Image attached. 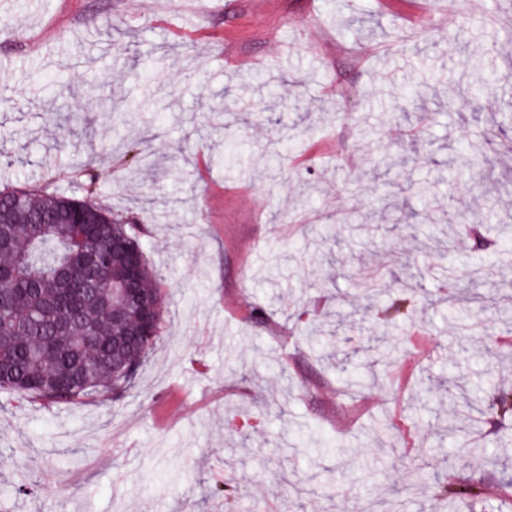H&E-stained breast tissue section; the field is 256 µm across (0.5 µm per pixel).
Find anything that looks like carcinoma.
<instances>
[{
  "instance_id": "obj_1",
  "label": "carcinoma",
  "mask_w": 512,
  "mask_h": 512,
  "mask_svg": "<svg viewBox=\"0 0 512 512\" xmlns=\"http://www.w3.org/2000/svg\"><path fill=\"white\" fill-rule=\"evenodd\" d=\"M505 79L481 74L473 98ZM84 172L81 197L0 190V389L51 407L135 387L163 317L143 247L129 223L92 203L99 174ZM490 407L512 417V392ZM459 497L480 507L486 494L446 479L433 485L430 509Z\"/></svg>"
}]
</instances>
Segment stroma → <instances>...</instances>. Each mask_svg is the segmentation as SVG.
<instances>
[{"label":"stroma","instance_id":"1","mask_svg":"<svg viewBox=\"0 0 512 512\" xmlns=\"http://www.w3.org/2000/svg\"><path fill=\"white\" fill-rule=\"evenodd\" d=\"M475 58L504 76L477 101ZM87 163L161 336L119 399L0 391V512H427L421 461L506 512L508 424L464 399L512 381V0H0V188L68 195ZM486 202L492 247L445 267L434 238ZM491 261L490 302L449 305ZM372 283L414 312L378 320ZM340 295L358 324L302 341Z\"/></svg>","mask_w":512,"mask_h":512}]
</instances>
